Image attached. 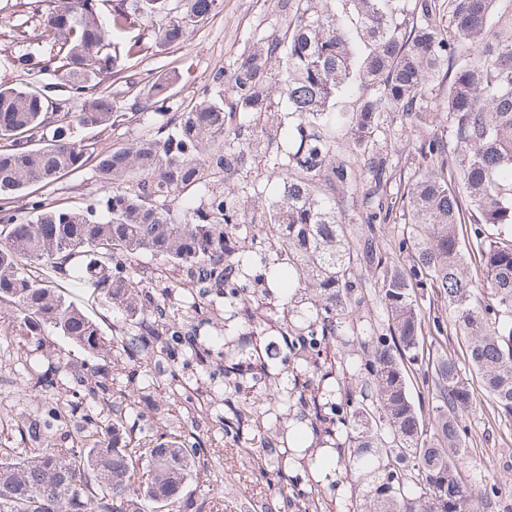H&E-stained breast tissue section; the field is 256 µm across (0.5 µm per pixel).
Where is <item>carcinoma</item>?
<instances>
[{
  "label": "carcinoma",
  "instance_id": "1",
  "mask_svg": "<svg viewBox=\"0 0 512 512\" xmlns=\"http://www.w3.org/2000/svg\"><path fill=\"white\" fill-rule=\"evenodd\" d=\"M283 34L253 43L232 68L217 73V94L202 96L126 147L98 150L79 137L89 127L130 128L105 82L121 57L150 41H185L210 17L216 0H31L43 31L12 59L22 88L0 84V309L34 336L47 328L93 356L103 354L96 321L60 292L74 281L126 312L123 349L134 358L158 345L207 366L199 333L166 319L169 290L145 308L126 263L150 256L182 265L198 294L237 303L249 324L245 295L249 257L236 229L257 224L276 237L277 260L291 273L294 294L312 309L286 322L291 352L309 354L308 373L333 374L321 351L339 353L336 396L306 394L292 375L278 388L272 367L265 405L288 400L310 432L331 442L337 463L361 486L357 512H492L495 487L479 490L457 475L462 419L476 408L472 387L454 356L428 360L425 379L436 402L417 407L409 371L424 360L425 313L416 288H431L452 311L450 324L469 338V367L481 374L499 414L512 419V0H278ZM169 20L150 37L136 23L161 10ZM441 96L430 104L433 82ZM175 78L148 80L143 97L158 108ZM356 95L352 112H332L336 97ZM140 95L132 107L139 109ZM263 118L244 137V120ZM398 135L418 133L417 166L405 183L409 273L380 246L391 223L396 164L378 144L385 118ZM446 129L425 135L432 125ZM272 159L279 194L258 211L257 183L228 184L249 161ZM95 159L106 186L86 206L13 195L53 186ZM195 194L193 207L174 203ZM468 219L467 246L459 224ZM479 259L482 276L469 271ZM373 290L386 332L361 331L356 312ZM91 399L104 397L106 377H77ZM257 405L224 394V432L240 435ZM67 422L53 407L28 434L25 457L0 453V512H145L175 502L195 467V448L169 439L146 449L141 468L119 442L116 422L76 431L83 448L51 447L53 428ZM241 452L277 485H288L280 452Z\"/></svg>",
  "mask_w": 512,
  "mask_h": 512
}]
</instances>
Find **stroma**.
Segmentation results:
<instances>
[{
	"label": "stroma",
	"instance_id": "1",
	"mask_svg": "<svg viewBox=\"0 0 512 512\" xmlns=\"http://www.w3.org/2000/svg\"><path fill=\"white\" fill-rule=\"evenodd\" d=\"M277 0H217L204 27L178 45L156 44L140 56L121 61L124 79L111 83L116 106L128 110L133 97L126 78L149 80L174 77L171 104H187L212 86L216 73L239 61L252 43L277 27ZM42 31L41 20L23 11L18 0H0V82L21 85L10 58L23 45L32 43ZM104 193L92 169L61 178L55 199L79 204ZM271 236L249 243L252 261L249 287L254 324L248 325L223 301L210 306L199 327L212 356L210 368L187 361L169 363L163 352H155L150 364L130 361L120 343V330L127 316L94 298L81 288H67L70 300L95 320L109 351L108 358L90 356L82 348L53 331L30 335L11 314L0 315V449L24 455L30 448L27 427L41 418L52 399L70 403L73 425H105L113 418L111 398L83 399L71 368H103L113 395L127 394L124 425L131 443L164 440L178 436L198 448L196 467L175 505L176 512H298L296 497L310 493L322 498L325 512H350L351 484L336 465L334 450L318 444L308 429L297 428L288 408L279 404L254 416L242 441L224 433V371L227 360L241 367L236 397L259 400L264 380L253 362L262 352L273 369L290 376L293 366L281 336L286 313L288 282L278 274ZM130 276L146 291L156 293L170 287L167 317L182 322L191 316L190 288L184 267L144 257L128 267ZM64 365L52 393L42 392L37 378L48 365ZM480 406L464 419L461 470L475 479L493 483V512H512V422L501 420L481 382L473 384ZM261 450L275 442L282 458L288 459L290 481L277 490L253 468L239 450L240 442Z\"/></svg>",
	"mask_w": 512,
	"mask_h": 512
}]
</instances>
